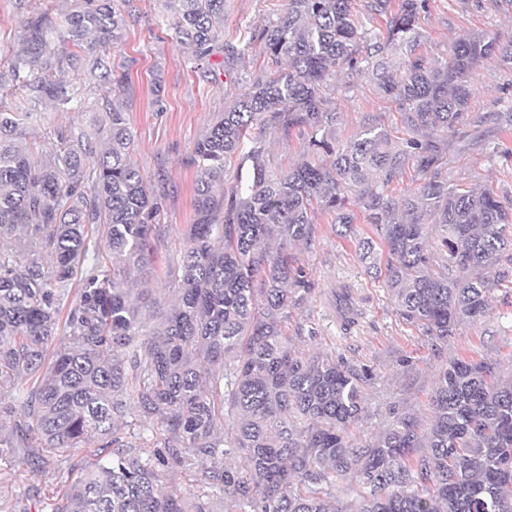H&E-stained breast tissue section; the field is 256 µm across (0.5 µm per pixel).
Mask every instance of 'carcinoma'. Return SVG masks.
<instances>
[{
	"mask_svg": "<svg viewBox=\"0 0 512 512\" xmlns=\"http://www.w3.org/2000/svg\"><path fill=\"white\" fill-rule=\"evenodd\" d=\"M199 66L224 70L263 47L266 64L219 113L189 156L195 221L185 225L174 301L151 330V255L169 228L131 159L122 107L104 98L93 134L61 124L37 143L27 132L50 107L82 105L67 70L121 88L105 53L122 43L130 0H78L59 17L23 22L10 76L24 92L0 109V420L20 441L0 447L77 448L97 438L104 456L53 512H512V380L472 356L439 371L424 425L400 415L358 448L370 367L288 345L290 309L311 282L288 246L315 236L325 213L357 241L367 274L382 280L396 315L433 346L462 321L490 314L491 293L512 278V198L448 180V153L469 111L470 78L485 59L512 64V39L456 40L443 62L416 53L430 0H363L386 17L379 38L354 0H286L277 19L224 39V0H160ZM369 72L394 101L408 135L391 146L367 123L342 144L331 95ZM307 135L302 159L273 170L268 131ZM411 166L419 185L387 193ZM234 179L226 185L229 167ZM111 265L85 264L90 242ZM344 329L361 315L352 289L336 291ZM56 350L51 361L46 356ZM39 382L15 398L19 379ZM164 426L150 461L120 436L127 413ZM194 474L187 498L159 488L154 467ZM339 483L360 499L352 510Z\"/></svg>",
	"mask_w": 512,
	"mask_h": 512,
	"instance_id": "cac0c4a2",
	"label": "carcinoma"
}]
</instances>
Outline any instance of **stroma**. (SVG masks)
<instances>
[{
	"label": "stroma",
	"instance_id": "obj_1",
	"mask_svg": "<svg viewBox=\"0 0 512 512\" xmlns=\"http://www.w3.org/2000/svg\"><path fill=\"white\" fill-rule=\"evenodd\" d=\"M50 11L67 8V0H0V107H13L21 97L9 75V51L20 36L28 6ZM125 42L109 50L111 67L126 72L128 84L121 94L135 138L133 160L156 193L163 195L158 223L170 234L154 253L156 276L151 282L156 297L167 300L168 290L181 275L179 253L184 225L193 221L195 170L187 162L194 142L202 137L217 113L247 90L264 62L261 48H254L234 73L224 71L221 57L210 60L211 76L201 77L187 47L173 30L163 29L157 0H132ZM280 0H225L224 31L235 34L249 24L275 19ZM420 50L429 58H447L460 36L485 32L512 38V6L507 0H430L421 19ZM78 86L83 107L77 112L52 114V121L90 130L104 115L105 91L97 84H81L75 73L65 76ZM471 106L459 126L461 135L476 141L474 149L448 155L451 181L489 187L512 196V159H489L488 145L511 136L489 120L492 112H512V66L492 57L471 78ZM333 109L339 114L337 135L347 139L365 118L401 137L403 129L394 103L360 76L350 93L336 94ZM310 244L298 246L295 255L304 264L312 283L307 299L288 318V337L296 351L333 354L372 368L374 378L364 387L365 411L351 429V439L367 445L383 431L395 414L406 413L429 422L431 399L441 368L463 355L493 362L502 379L512 378V296L494 291L490 316L456 326L448 343L435 349L413 327L396 316L381 281L368 276L353 243L339 238L331 218H317ZM349 283L361 302L364 316L351 333H344L336 306L328 297L336 284ZM100 452L96 442L78 448L46 451L43 470L26 465L22 453L0 452V512L39 503L52 512L82 469L92 466Z\"/></svg>",
	"mask_w": 512,
	"mask_h": 512
}]
</instances>
